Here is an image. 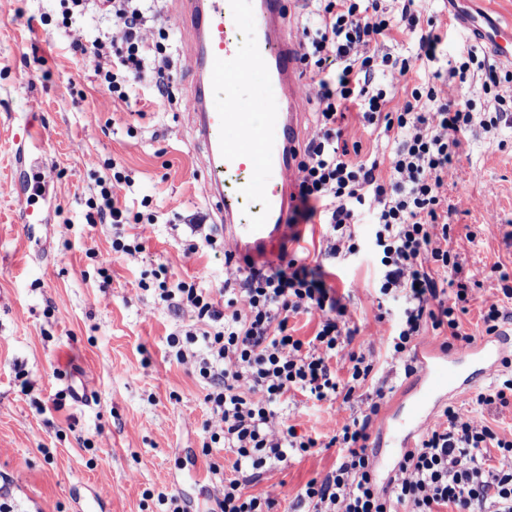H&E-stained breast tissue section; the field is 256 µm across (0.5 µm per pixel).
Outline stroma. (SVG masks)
I'll return each instance as SVG.
<instances>
[{"label": "stroma", "instance_id": "1", "mask_svg": "<svg viewBox=\"0 0 512 512\" xmlns=\"http://www.w3.org/2000/svg\"><path fill=\"white\" fill-rule=\"evenodd\" d=\"M49 0H0V502L12 512H165L159 494H180L191 512H210L217 477L202 453L210 417L205 384L169 353L171 333L197 327L191 311H174L148 284L159 263L173 280L201 288L224 284L223 253L184 256L191 224L220 218L204 190V154L197 142L186 76L192 58L177 25L175 0H163L159 30L169 35L177 72V102L165 109L113 100L91 68L69 50L63 29L28 27L26 14L50 9ZM418 9L447 31L439 62L415 66L405 82L431 78L477 47L493 60L489 44L469 20L512 21V0H419ZM42 133L32 158L45 159L52 176L31 197L38 223L19 224L13 191L14 138L27 124ZM345 137L360 142V159L389 152L383 127L349 114ZM128 172L131 212L150 199L157 220L134 260L113 253L117 230L92 223L85 201L104 162ZM467 198L468 211L450 218L449 247L463 273L478 281L462 317L466 333L482 337L481 310L496 291L499 272L512 276V119L497 135L473 127L449 188ZM300 241L281 239L269 265L297 257L325 263L322 228L297 227ZM111 276L100 287V269ZM378 270L371 254L342 265L333 282L352 311L355 343L371 352L369 385L392 386L385 405L393 411L414 381L403 364H388L378 335L399 316L396 303H378ZM386 321H379V314ZM298 432L324 437L348 417L343 402H313L295 394L283 407ZM336 462L335 450L292 455L267 463L247 494L276 499L289 512L291 495Z\"/></svg>", "mask_w": 512, "mask_h": 512}]
</instances>
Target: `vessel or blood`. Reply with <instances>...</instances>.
<instances>
[{"instance_id": "b4317fda", "label": "vessel or blood", "mask_w": 512, "mask_h": 512, "mask_svg": "<svg viewBox=\"0 0 512 512\" xmlns=\"http://www.w3.org/2000/svg\"><path fill=\"white\" fill-rule=\"evenodd\" d=\"M289 0H181L177 19L193 66L188 75L198 141L205 152L206 195L224 224V237L238 255L258 257L271 240L288 232L302 138V53L286 26ZM248 19L250 48L241 53L237 30ZM484 38L498 59L512 61V24H489ZM266 88L262 108L241 95L242 87ZM19 221L33 212L27 189L30 165L24 148L14 156ZM255 209L241 213L245 200ZM512 350L503 333L460 349L423 352L406 415L387 422L389 453L401 458L435 420L439 404L479 380L493 377Z\"/></svg>"}]
</instances>
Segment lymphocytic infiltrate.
<instances>
[{
    "label": "lymphocytic infiltrate",
    "mask_w": 512,
    "mask_h": 512,
    "mask_svg": "<svg viewBox=\"0 0 512 512\" xmlns=\"http://www.w3.org/2000/svg\"><path fill=\"white\" fill-rule=\"evenodd\" d=\"M61 26L71 35L74 56L87 60L97 80L113 98L138 99L139 84L149 79L153 101H173L175 73L161 45L142 32L156 5L145 0H59ZM303 29L305 74L317 105L316 132L305 144L298 164L300 217L326 228L325 254L346 258L360 251L351 230L362 215L372 217V249L382 267L380 297L399 298L403 311L385 338L391 358L413 373V348L425 329L447 332L445 348H464L473 338L460 321L474 295V285L461 274L459 257L448 248V182L455 175L461 138L473 123L485 132L499 128L512 111L505 84L512 73L479 61L475 51L449 68L441 83H419L396 98L391 88L414 63L436 60L443 36L424 30L415 0H317ZM96 13L113 19L118 33L87 37L76 27L78 17ZM413 37V53L392 56L385 43L393 34ZM491 97L490 114L475 119L466 89L473 80ZM368 124H383L395 147L387 166L352 157L343 144L349 111ZM132 178L122 171L98 176L87 201L102 224L128 220L120 193ZM454 273L440 283L434 269ZM336 271L308 268L289 260L272 268L248 267L232 288H198L181 281L170 284L167 266L154 273L160 300L176 311L189 310L203 331L170 334L168 344L178 364L207 383L210 406L202 448L230 449L233 477L214 494V512H273L274 499L248 495L246 484L260 478L270 461L319 447L318 438L297 433L278 410L289 393L316 401L337 395L352 399L374 369L365 354L352 348V314L329 283ZM316 317L313 336L292 334L291 318ZM349 363V377L338 380L333 360ZM386 397L384 389L366 396L359 415L350 417L329 438L338 463L307 482L296 496L306 512H512V438L500 436L475 410L447 407L441 420L425 431L379 488L368 430ZM500 459L490 464L487 452Z\"/></svg>",
    "instance_id": "1"
}]
</instances>
